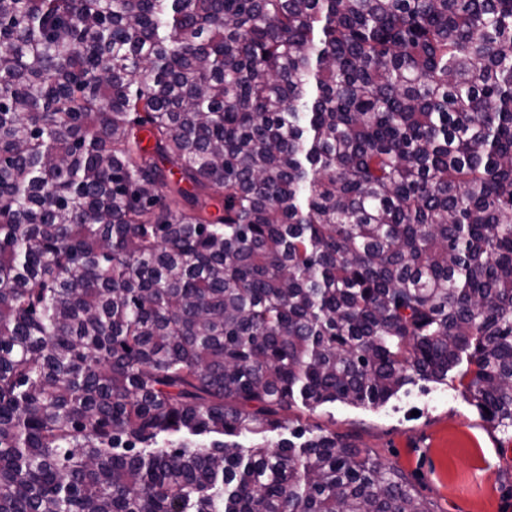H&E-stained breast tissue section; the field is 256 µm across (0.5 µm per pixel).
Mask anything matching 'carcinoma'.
<instances>
[{
  "instance_id": "carcinoma-1",
  "label": "carcinoma",
  "mask_w": 512,
  "mask_h": 512,
  "mask_svg": "<svg viewBox=\"0 0 512 512\" xmlns=\"http://www.w3.org/2000/svg\"><path fill=\"white\" fill-rule=\"evenodd\" d=\"M450 380L511 442L512 0H0V512H433L288 410Z\"/></svg>"
}]
</instances>
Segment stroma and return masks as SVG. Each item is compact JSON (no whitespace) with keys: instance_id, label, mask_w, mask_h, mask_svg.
Instances as JSON below:
<instances>
[{"instance_id":"35a3bbf8","label":"stroma","mask_w":512,"mask_h":512,"mask_svg":"<svg viewBox=\"0 0 512 512\" xmlns=\"http://www.w3.org/2000/svg\"><path fill=\"white\" fill-rule=\"evenodd\" d=\"M290 420L350 436L373 458L402 469L435 512H512V442L453 385L407 386L382 407L341 403Z\"/></svg>"}]
</instances>
